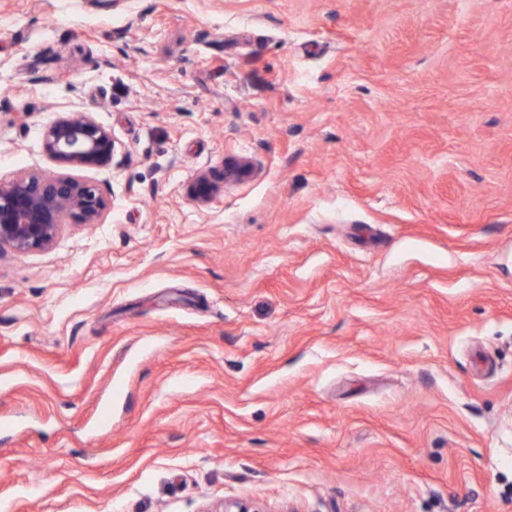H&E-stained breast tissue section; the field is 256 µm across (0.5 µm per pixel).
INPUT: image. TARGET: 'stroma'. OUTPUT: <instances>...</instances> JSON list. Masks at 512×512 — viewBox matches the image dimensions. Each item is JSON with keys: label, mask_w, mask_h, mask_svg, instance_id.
I'll use <instances>...</instances> for the list:
<instances>
[{"label": "stroma", "mask_w": 512, "mask_h": 512, "mask_svg": "<svg viewBox=\"0 0 512 512\" xmlns=\"http://www.w3.org/2000/svg\"><path fill=\"white\" fill-rule=\"evenodd\" d=\"M71 111L119 153L0 252V512H512V0H0V181ZM220 183L214 180L209 172H201L197 175L192 196L200 204L208 203L219 191Z\"/></svg>", "instance_id": "1"}]
</instances>
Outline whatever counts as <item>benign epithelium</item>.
<instances>
[{
	"mask_svg": "<svg viewBox=\"0 0 512 512\" xmlns=\"http://www.w3.org/2000/svg\"><path fill=\"white\" fill-rule=\"evenodd\" d=\"M43 149L67 169L88 170L108 164L118 153L111 134L87 112H69L44 130ZM247 159L238 157L225 169L224 181L249 175ZM220 191L210 173L197 175L192 196L208 203ZM107 202L94 183L66 173L21 172L0 181V252H27L50 247L62 226L99 224Z\"/></svg>",
	"mask_w": 512,
	"mask_h": 512,
	"instance_id": "benign-epithelium-1",
	"label": "benign epithelium"
}]
</instances>
